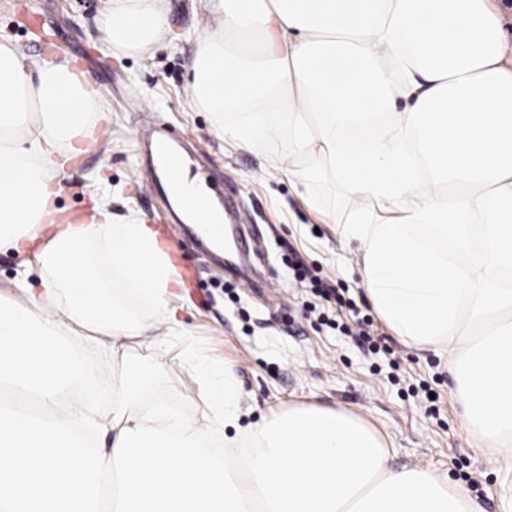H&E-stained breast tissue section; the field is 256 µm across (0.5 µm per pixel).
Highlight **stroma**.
Listing matches in <instances>:
<instances>
[{
    "label": "stroma",
    "instance_id": "obj_1",
    "mask_svg": "<svg viewBox=\"0 0 512 512\" xmlns=\"http://www.w3.org/2000/svg\"><path fill=\"white\" fill-rule=\"evenodd\" d=\"M172 39L146 55L114 56L101 30L103 0H0V38L10 39L32 60L52 56L25 25L39 11L56 30L72 65L84 72L111 117L105 134L84 146L60 180L59 202L67 213L89 208V196L106 178L114 188L112 211L125 215V197H136L144 219L169 209L167 196L148 195L143 181L156 180L151 144L165 133L186 159L189 178L206 177L216 198L234 202L249 243L243 259L248 279L231 275L222 255L180 224L160 229L178 265L195 277L178 293L182 317L195 346L216 362L233 365L246 393L248 422L291 404L352 411L385 435L393 468H425L466 486L483 512H502L506 474L472 449L452 399L455 381L446 355L399 343L382 320L385 349L371 352L357 335L349 312L312 294L284 260L300 259L323 282L346 291L365 314L366 298L356 243L342 238L340 223L351 205L327 185L314 187L313 207L287 173H269L275 143L250 150L232 147L213 131L211 113L190 108L183 89L196 51L195 35L207 20L194 0H167ZM256 287H249V280ZM173 347L171 369L151 391L195 412L196 377Z\"/></svg>",
    "mask_w": 512,
    "mask_h": 512
}]
</instances>
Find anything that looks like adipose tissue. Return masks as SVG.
Here are the masks:
<instances>
[{
    "label": "adipose tissue",
    "mask_w": 512,
    "mask_h": 512,
    "mask_svg": "<svg viewBox=\"0 0 512 512\" xmlns=\"http://www.w3.org/2000/svg\"><path fill=\"white\" fill-rule=\"evenodd\" d=\"M197 2L217 24L196 37L187 103L354 202L342 234L366 297L402 344L447 354L462 426L511 473L512 68L491 0ZM102 19L116 55L170 33L167 0H105ZM108 122L66 57L0 40V250L24 258L0 295V512H478L434 472L392 468L347 410L239 427L234 368L193 346L135 198L116 219L106 184L89 223L62 220L60 178ZM175 343L193 416L144 398Z\"/></svg>",
    "instance_id": "obj_1"
}]
</instances>
